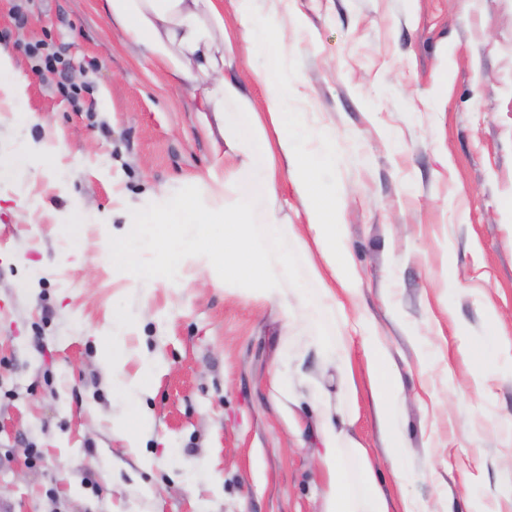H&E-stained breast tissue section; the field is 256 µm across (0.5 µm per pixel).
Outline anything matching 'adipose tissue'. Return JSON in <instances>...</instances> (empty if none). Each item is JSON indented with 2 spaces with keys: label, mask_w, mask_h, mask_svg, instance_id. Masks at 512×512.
<instances>
[{
  "label": "adipose tissue",
  "mask_w": 512,
  "mask_h": 512,
  "mask_svg": "<svg viewBox=\"0 0 512 512\" xmlns=\"http://www.w3.org/2000/svg\"><path fill=\"white\" fill-rule=\"evenodd\" d=\"M237 2L230 23L225 20L222 0H104L103 8L131 48L172 79L193 87L199 111L212 114L228 152L239 158L241 166L262 169L270 195L278 193L281 171L276 160L285 159L283 172L303 203L318 254L334 283L308 295L290 293L286 286L288 256L252 238L253 198L230 179H215L196 190L156 197L135 222L126 224L124 233L137 249L154 254L156 271L166 281L183 283L184 268L198 266L214 279L257 290L264 298L280 303L290 316L303 318L317 330L313 344L319 354L349 382L353 379L350 339L327 333L325 326L336 319L340 306L337 291L356 298L361 282L342 245L341 201L336 194L321 191L316 180L317 170L335 164L336 154L330 149L319 154L301 149L303 133L285 110L288 72L280 50L284 31L259 20L252 9L253 0ZM232 26L241 31L247 51L260 50L265 55L262 69L255 74L265 89L263 109H256L245 98L240 82L224 73L229 64L224 51L232 45L228 33ZM131 330L126 320L115 322L102 358L122 390L138 395L146 392L154 366L144 364L138 377L122 378L125 338ZM363 353L381 431L394 458H401L406 448L398 419L403 389L389 376L387 353L376 337H365ZM311 407L318 415L320 446L316 455L324 478L322 512H390L367 448L350 433L353 419L318 396L313 397ZM348 456L360 467L355 487L344 464Z\"/></svg>",
  "instance_id": "obj_1"
}]
</instances>
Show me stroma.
<instances>
[{"label": "stroma", "mask_w": 512, "mask_h": 512, "mask_svg": "<svg viewBox=\"0 0 512 512\" xmlns=\"http://www.w3.org/2000/svg\"><path fill=\"white\" fill-rule=\"evenodd\" d=\"M27 22L16 27L15 5ZM284 27L286 108L333 149L322 190L344 201L343 233L362 288L336 315L351 336L355 420L391 512H512L497 493L512 454V0H255ZM0 48L26 79L0 111V504L10 512H321L306 437L297 446L268 379L287 335L257 291L187 268L189 287L151 276L154 257L121 237L162 188L210 172L255 196L253 233L270 205L262 176L216 154L188 88L137 62L103 0H0ZM63 53L81 87L64 97L24 52ZM66 152L54 154L58 144ZM36 152H28V145ZM54 154L44 167V154ZM292 259L288 285L313 287L314 234L290 180L278 193ZM131 254V262L120 254ZM456 288H449V281ZM152 313H141L142 303ZM133 326L124 372L155 363L128 427L99 363L112 319ZM370 320L404 389L407 478L369 394L361 320Z\"/></svg>", "instance_id": "1"}]
</instances>
